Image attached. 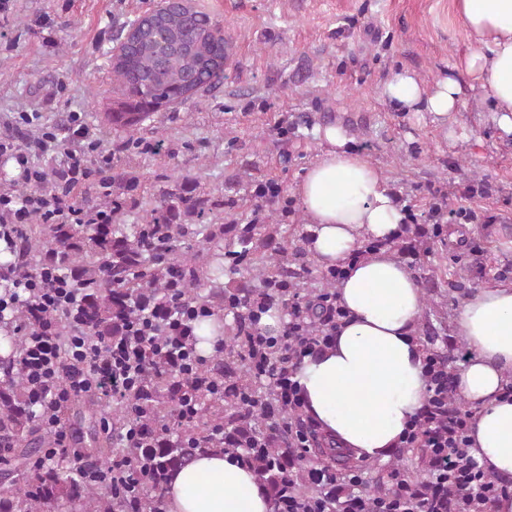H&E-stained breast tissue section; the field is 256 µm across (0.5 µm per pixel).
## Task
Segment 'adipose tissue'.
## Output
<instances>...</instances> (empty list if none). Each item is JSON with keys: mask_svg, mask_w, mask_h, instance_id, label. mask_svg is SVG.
<instances>
[{"mask_svg": "<svg viewBox=\"0 0 512 512\" xmlns=\"http://www.w3.org/2000/svg\"><path fill=\"white\" fill-rule=\"evenodd\" d=\"M475 43L455 68L471 79L498 127L512 134V0H454ZM455 77L432 86L403 71L383 95L403 112L439 120L465 104ZM326 147L294 188L309 224V251L326 267L343 265L336 285L345 317L321 351L295 373L304 410L325 438L356 458L384 461L423 407V352L414 336L421 289L389 248L405 222L382 171L351 146L340 126L317 129ZM383 241L363 251L364 243ZM470 349L453 385L472 410L469 452L501 481H512V283L467 295L455 324ZM167 512H270V493L230 453L197 454L169 476Z\"/></svg>", "mask_w": 512, "mask_h": 512, "instance_id": "adipose-tissue-1", "label": "adipose tissue"}]
</instances>
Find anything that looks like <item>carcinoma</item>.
<instances>
[{
    "instance_id": "obj_1",
    "label": "carcinoma",
    "mask_w": 512,
    "mask_h": 512,
    "mask_svg": "<svg viewBox=\"0 0 512 512\" xmlns=\"http://www.w3.org/2000/svg\"><path fill=\"white\" fill-rule=\"evenodd\" d=\"M123 31V47L110 58L123 99L112 108L109 118L113 126L130 134L140 130L148 113L211 90L224 72L228 47L224 29L209 14L190 8L184 0H167L163 9L130 22ZM223 205L224 201L198 191L188 177L161 190L157 205L146 216V223L155 225L158 248L150 269L143 265V226L139 224L131 228L123 224H45L41 233L52 247L39 259L57 256L70 262L88 280L84 291L86 324L92 335L110 339L119 332V316L132 314L125 300L127 293L146 295L159 307L167 305V270L184 257L178 236L189 234L188 221ZM195 234L203 235L207 269L205 277L194 271L191 279L183 281L188 298L195 297L194 290L204 287L210 288L212 297L223 301L250 298L251 289L240 286L228 293L221 282L224 272L237 273L243 261L256 266L264 284L291 276L288 244L274 248L280 258L266 255L264 249L269 243L257 237L255 224H208ZM226 237L237 249H224ZM3 340L10 351L0 356V369L9 371L18 367L20 343L8 326ZM225 343L224 357L210 362L207 369L237 385L254 387L243 365L245 343L235 333ZM128 416L148 421L154 428L156 447L151 449L153 477L148 496L155 500L165 497L167 476L173 469L198 452L218 447L208 441L217 426L235 431L236 438L222 447L228 453H245L251 440L265 437V432L251 425L230 392L207 400L198 420L187 430V437L196 443L194 448L182 439L170 438L163 427L164 419L138 397H129L116 410V419ZM31 419L17 372L0 384V437L12 443L13 451L12 458L0 470V512H71V505L81 501L89 504L88 512H114L117 504L96 495L76 473H63L51 464L32 468L31 458L41 439L32 430ZM268 452L267 461L253 465L252 470L266 484L273 500L280 495L288 466H293L295 473V492L312 496L315 489L306 479L308 467L336 459V449L331 447L306 448L301 453L288 447L286 433L274 438Z\"/></svg>"
}]
</instances>
